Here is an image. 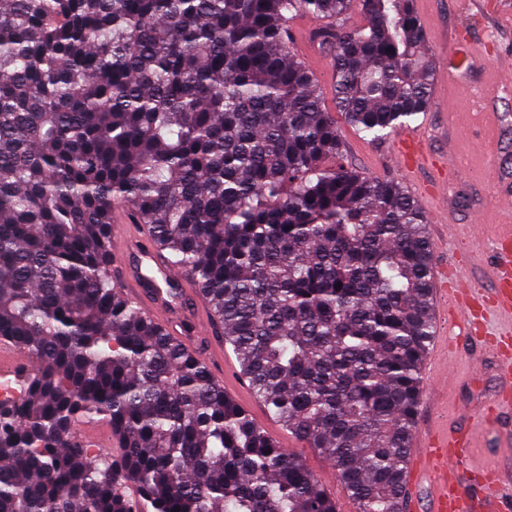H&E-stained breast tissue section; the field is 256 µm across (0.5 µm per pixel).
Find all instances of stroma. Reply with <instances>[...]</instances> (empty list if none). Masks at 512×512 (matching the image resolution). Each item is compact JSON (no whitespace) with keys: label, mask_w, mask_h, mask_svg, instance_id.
I'll return each instance as SVG.
<instances>
[{"label":"stroma","mask_w":512,"mask_h":512,"mask_svg":"<svg viewBox=\"0 0 512 512\" xmlns=\"http://www.w3.org/2000/svg\"><path fill=\"white\" fill-rule=\"evenodd\" d=\"M420 19L426 30L427 47L438 71L448 68V60L464 44L483 51L481 66L464 71L459 79L433 85L429 112L416 124L424 130L428 147L441 152L455 149V178L448 186L449 223L434 220V205L421 185L433 173L422 169L404 175L394 161L395 137L370 141L350 127H342V154L359 174L400 182L429 215L428 232L435 261L456 256L471 257L481 278H488L492 262L491 239L498 225H512V210L498 207L497 192L512 191V96L501 92L500 69L512 61V0H419ZM311 23L296 19L290 23L291 51L303 62L317 67L316 77L325 98L333 96V72L328 56L312 48ZM484 371L482 387L470 381L473 364ZM451 373L441 406H418L416 417L427 421L441 416L453 426L467 420L475 402H489L497 386L494 359L490 352L466 348L448 355ZM275 442L301 452L320 484L333 492L338 512H355V505L336 477L331 463L317 451L296 442L288 430L272 420L260 403L250 408ZM512 434V409L501 412L488 428L478 432V446L471 466L499 467L504 477L501 493L512 499V453L501 448L502 435Z\"/></svg>","instance_id":"stroma-1"}]
</instances>
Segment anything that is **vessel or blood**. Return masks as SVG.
<instances>
[{"mask_svg": "<svg viewBox=\"0 0 512 512\" xmlns=\"http://www.w3.org/2000/svg\"><path fill=\"white\" fill-rule=\"evenodd\" d=\"M395 157L406 173L422 167L434 168L437 177L426 191L428 198L443 201L442 190L452 180V168L438 163L426 147L420 129L402 132L396 144ZM119 232L112 239V250L117 259L113 271L122 293L134 301L144 315L166 330H174L182 317H191L199 324L210 322L209 309L204 300H197L190 310H183L178 300L170 298L165 290H147L141 278L129 267L126 257L137 253L136 267L146 268L161 281L173 280L182 294L191 291L187 278L173 266L164 264L150 251H137L143 235L141 225L126 216L117 217ZM495 261L487 285L474 284L468 273L472 259L460 260L461 277L447 283L434 279L438 302L453 314L454 333L440 335L433 343L426 370L431 383L426 390L427 401H434L440 392L438 382L447 378L448 352L452 345L471 341L490 349L495 355L499 392L494 406L482 405L474 409L473 422L467 426L447 428L435 424H421L411 443L412 465L407 472L406 494L403 506L406 512H504L498 489L503 481L499 469L472 468L462 471L475 446L477 421H489L493 411L512 407V226L498 230L492 237Z\"/></svg>", "mask_w": 512, "mask_h": 512, "instance_id": "vessel-or-blood-1", "label": "vessel or blood"}]
</instances>
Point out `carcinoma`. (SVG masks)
I'll use <instances>...</instances> for the list:
<instances>
[{
	"mask_svg": "<svg viewBox=\"0 0 512 512\" xmlns=\"http://www.w3.org/2000/svg\"><path fill=\"white\" fill-rule=\"evenodd\" d=\"M303 14L333 111L288 50ZM435 73L413 0H0V341L34 362L0 419V512H336L117 291V206L356 512H403L436 333L428 220L338 160L336 116L384 140L428 111ZM93 419L117 451L81 440Z\"/></svg>",
	"mask_w": 512,
	"mask_h": 512,
	"instance_id": "1",
	"label": "carcinoma"
}]
</instances>
